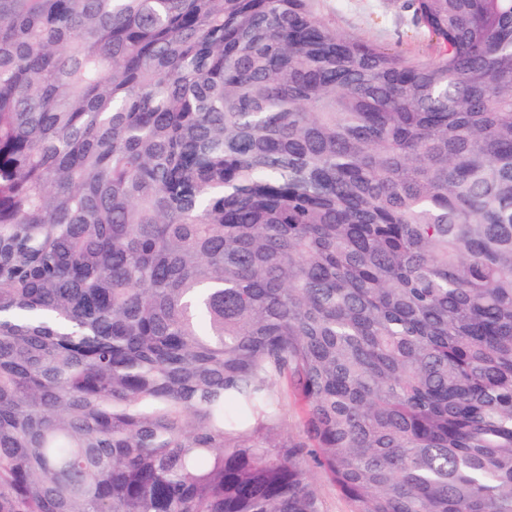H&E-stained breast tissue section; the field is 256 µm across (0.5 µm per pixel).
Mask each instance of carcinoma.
Returning a JSON list of instances; mask_svg holds the SVG:
<instances>
[{"instance_id":"obj_1","label":"carcinoma","mask_w":512,"mask_h":512,"mask_svg":"<svg viewBox=\"0 0 512 512\" xmlns=\"http://www.w3.org/2000/svg\"><path fill=\"white\" fill-rule=\"evenodd\" d=\"M406 8L0 0V512H512V0ZM405 0H320L321 14L338 33H349L373 43L394 45L406 53L430 57L432 41L403 8ZM282 431L290 437L300 438L303 434V410L293 398H288V410L286 412ZM312 478L322 500L324 512H349V504L328 477L318 470H313Z\"/></svg>"}]
</instances>
